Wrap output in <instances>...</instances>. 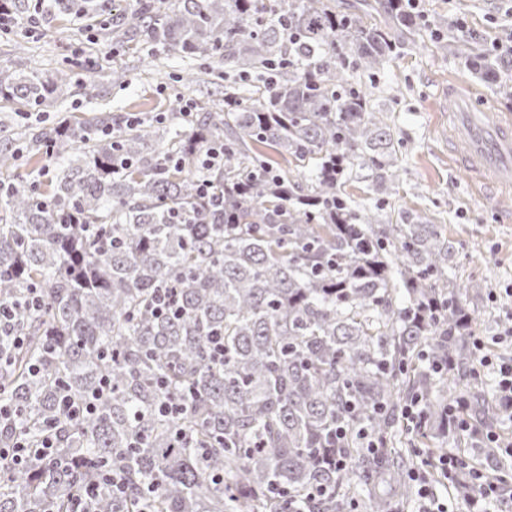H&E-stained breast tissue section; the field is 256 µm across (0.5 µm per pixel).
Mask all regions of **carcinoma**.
<instances>
[{
  "instance_id": "carcinoma-1",
  "label": "carcinoma",
  "mask_w": 512,
  "mask_h": 512,
  "mask_svg": "<svg viewBox=\"0 0 512 512\" xmlns=\"http://www.w3.org/2000/svg\"><path fill=\"white\" fill-rule=\"evenodd\" d=\"M121 2L48 0L45 17L109 15L120 43L222 61L252 90L157 130L100 114L0 139V303L17 306L24 337L0 338V402L14 413L0 445L56 424L53 461L3 472L0 512H74L73 490L94 480L87 512H139L144 498L152 512L408 507L413 458L392 444L413 399L422 438L445 430L432 365L450 363L449 399L489 408L467 384L474 316L448 281L455 242L408 211L380 224L344 190L355 165L388 189L396 139L351 73L378 74L417 18L390 0H176L170 12L139 0L130 13ZM456 51L483 78L502 64L469 40ZM65 94L63 75L0 70L9 103ZM215 146L224 158L206 167ZM23 159L47 162L48 180L11 175ZM159 288L175 314L151 313ZM33 289L36 310L23 306ZM104 381L94 412L57 416L60 397H97ZM119 460L122 498L106 477Z\"/></svg>"
}]
</instances>
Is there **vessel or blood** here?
<instances>
[{"instance_id":"obj_1","label":"vessel or blood","mask_w":512,"mask_h":512,"mask_svg":"<svg viewBox=\"0 0 512 512\" xmlns=\"http://www.w3.org/2000/svg\"><path fill=\"white\" fill-rule=\"evenodd\" d=\"M448 96L457 105L456 112L449 115L450 120L461 124L471 138L465 164L484 184L503 192L511 190L512 119H498L493 135H486L480 120L467 112L464 97L453 89L449 90Z\"/></svg>"}]
</instances>
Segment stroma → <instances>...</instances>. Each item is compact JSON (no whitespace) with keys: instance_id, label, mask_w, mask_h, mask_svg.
<instances>
[{"instance_id":"1","label":"stroma","mask_w":512,"mask_h":512,"mask_svg":"<svg viewBox=\"0 0 512 512\" xmlns=\"http://www.w3.org/2000/svg\"><path fill=\"white\" fill-rule=\"evenodd\" d=\"M507 8L506 0H424V24L400 55L386 61L381 78L379 104L400 141L397 175L382 194L368 178L345 185L355 203L379 206L389 220L402 210L428 214L458 243L448 278L469 297L478 336L497 335L499 326L512 322V198L489 200L474 174L458 166L467 143L464 135H448V88L460 86L472 111L512 114V92H503L512 89V62L494 78L480 79L453 47L458 37L474 35L488 46L512 36ZM201 65L147 44L128 50L107 26L80 18L59 19L34 33L23 17L0 28V68L66 75L64 99L41 114L49 125L99 112L121 121L166 120L178 100L218 104L226 86L241 83L238 71L225 69L183 85V70ZM116 69L125 73L126 83L113 82Z\"/></svg>"}]
</instances>
